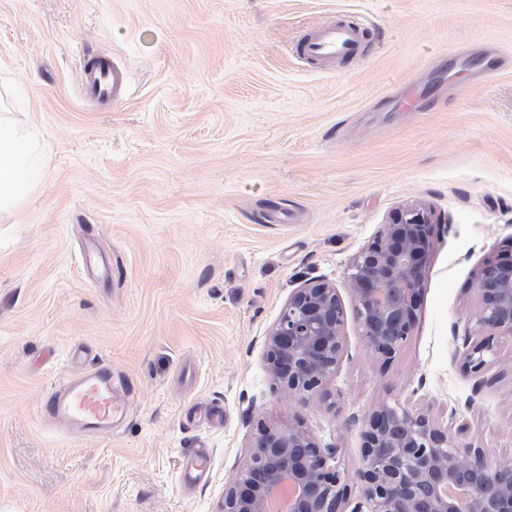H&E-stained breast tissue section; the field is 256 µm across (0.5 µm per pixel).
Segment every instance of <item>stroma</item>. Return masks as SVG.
Wrapping results in <instances>:
<instances>
[{
	"label": "stroma",
	"instance_id": "obj_1",
	"mask_svg": "<svg viewBox=\"0 0 512 512\" xmlns=\"http://www.w3.org/2000/svg\"><path fill=\"white\" fill-rule=\"evenodd\" d=\"M340 13L370 21L368 53L299 62ZM87 52L123 58L125 104L81 98ZM410 86L420 111L395 103ZM0 122L31 162L0 208V512H220L259 417L352 475L386 400L512 456V340L462 362L476 274L512 249V0H0ZM410 203L440 219L412 335L384 364L347 320L326 395L281 393L263 338L293 289L349 299L353 255ZM78 346L132 388L110 437L40 417ZM199 404L223 428L187 422ZM209 469V455L205 449L196 451L190 465L183 470L185 484H197L206 480Z\"/></svg>",
	"mask_w": 512,
	"mask_h": 512
}]
</instances>
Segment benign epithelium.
Listing matches in <instances>:
<instances>
[{
  "label": "benign epithelium",
  "instance_id": "obj_1",
  "mask_svg": "<svg viewBox=\"0 0 512 512\" xmlns=\"http://www.w3.org/2000/svg\"><path fill=\"white\" fill-rule=\"evenodd\" d=\"M434 224L431 211L394 213L378 238L351 259L354 319L371 353L389 362L417 320ZM482 339L465 348L472 373L487 366L497 338L512 339V255L487 262L473 284ZM346 310L336 286L295 289L263 339L276 389L302 401L324 391L344 356ZM362 465L354 476L296 427L255 420L244 466L224 483L221 512H271L283 483L294 489L288 512H512V460L492 461L462 446L430 415L384 401L363 420ZM358 489L351 498V485Z\"/></svg>",
  "mask_w": 512,
  "mask_h": 512
}]
</instances>
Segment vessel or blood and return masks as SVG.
<instances>
[{"mask_svg":"<svg viewBox=\"0 0 512 512\" xmlns=\"http://www.w3.org/2000/svg\"><path fill=\"white\" fill-rule=\"evenodd\" d=\"M368 23L362 16L332 18L311 28L295 53L308 64L349 62L359 57ZM78 89L84 100L120 106L129 98L128 69L115 56L86 54L78 69ZM71 374L57 385L40 408L44 422L67 436H104L128 414L127 386L105 366L86 365L81 351H71ZM209 469L206 450L196 451L185 466V483L205 481Z\"/></svg>","mask_w":512,"mask_h":512,"instance_id":"obj_1","label":"vessel or blood"}]
</instances>
